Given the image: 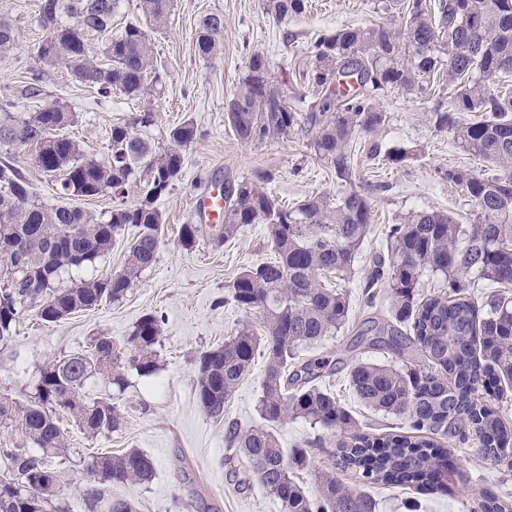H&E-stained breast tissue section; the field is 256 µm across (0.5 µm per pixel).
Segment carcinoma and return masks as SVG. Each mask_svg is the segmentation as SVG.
<instances>
[{
	"mask_svg": "<svg viewBox=\"0 0 512 512\" xmlns=\"http://www.w3.org/2000/svg\"><path fill=\"white\" fill-rule=\"evenodd\" d=\"M121 0H41L33 23L52 30L35 48L43 65H63L103 97H143L162 83L152 56L150 34L163 27L174 0H140L145 24L129 23L112 33ZM307 0H264L279 19L301 18ZM400 28L343 25L319 36L309 47L307 76L316 100L307 117L315 130L311 147L333 168L336 200L310 196L291 208L279 205L257 181L243 178L224 186V224L212 235L221 244L247 224L266 225L276 259L241 272L230 289L239 309L257 314L263 334L243 324L223 345L201 353L196 398L211 417L224 416V404L251 370L255 355L266 357L259 411L270 424L304 418L348 434L339 444L342 463L361 472L365 484L416 486L448 492V455L437 439L449 428L459 442L512 468V423L493 410L482 394L512 390V93L495 84L512 73V0H402ZM224 19L207 13L197 21L196 47L210 59L221 48ZM18 42L12 20L0 17V57ZM448 97L427 112L437 132H448L466 152L497 168L491 176L460 168L443 173L474 205L468 224L448 213H412L388 231L391 256L373 261L364 305L374 306L371 288L384 284L391 319L375 328L369 345H383L398 356L421 360L402 368L357 363L349 375L356 396L369 408L406 418L403 435L371 437L333 393L316 380L328 361L316 358L298 370V350L341 331L351 303L341 283L371 229L370 199L349 186L351 148L356 136L372 133L386 115L376 91L398 90L421 96L429 84ZM226 118L245 143L288 136L300 125L299 113L283 89L273 84L268 58L249 55L245 72L226 105ZM157 120L153 108L112 125L107 157L88 158L65 129L74 115L49 104L31 114L0 110V149L29 146L43 172L61 174L56 202L40 201L20 168L0 162V343L11 338L19 316L35 311L46 323L123 299L156 260L161 214L154 202L168 193L180 173L185 151L197 138L185 121L168 132L160 149L146 135ZM145 177L141 202L125 200L128 186ZM112 194V210L97 219L70 203L73 198ZM136 229L124 267L100 277L63 276L92 268L112 249L126 226ZM206 233L203 224H185L181 245L193 247ZM441 279V289L420 298L421 278ZM476 273L495 290L476 296L466 276ZM409 329L408 335L403 329ZM161 325L153 314L135 324L120 356L112 339L100 335L81 351L47 363L35 393L17 400L0 393V429L11 439L0 446V512H71L60 497L65 471L49 458L68 459L69 417L90 438L118 431L125 417L112 397L86 402L88 382L123 385L121 362L147 376L156 369L155 346ZM235 456L246 461L258 482L280 502L283 512H374L373 499L347 490L331 472L316 475L318 497L311 498L294 473L310 465L308 446L284 453L278 439L261 426L229 427ZM82 472L84 512H134L112 494L129 484L149 482L153 460L137 448L119 455L89 454Z\"/></svg>",
	"mask_w": 512,
	"mask_h": 512,
	"instance_id": "cac0c4a2",
	"label": "carcinoma"
}]
</instances>
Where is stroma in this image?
I'll list each match as a JSON object with an SVG mask.
<instances>
[{"label":"stroma","instance_id":"obj_1","mask_svg":"<svg viewBox=\"0 0 512 512\" xmlns=\"http://www.w3.org/2000/svg\"><path fill=\"white\" fill-rule=\"evenodd\" d=\"M395 2L310 0L304 17L280 20L266 14L262 0H175L165 27L153 34L151 47L163 85L152 99L158 118L148 135L163 148L172 127L190 121L198 129L172 189L155 203L162 216L157 259L122 300L53 324L26 313L16 322L11 340L0 344V391L26 398L40 369L54 358L84 349L100 334L111 337L114 346L124 347L143 315L160 318L155 371L143 376L131 366L123 368L126 387L117 396L126 419L122 430L90 439L76 427L68 429L72 450L118 454L136 448L152 458L153 479L121 491L136 512H282L280 502L257 482L246 462L230 459L227 442L228 426L248 430L263 424L258 406L264 358L256 357L251 372L226 403L222 419L206 415L195 397L200 354L222 345L247 319L228 300L234 279L247 267L273 261L275 254L261 224L245 226L234 240L222 245L206 238L190 249L180 243V228L196 223L191 203L215 180L255 179L269 173L268 188L284 206L315 195L335 197L336 176L315 156L309 127L273 141L246 143L230 127L225 107L247 58L259 51L267 56L272 76L284 82L290 104L310 112L314 96L305 78L309 46L320 34L342 25L397 24ZM38 4L39 0H0V16L10 18L19 34L16 49L0 58V108L31 112L47 104H63L75 116L68 134L86 156L103 158L112 125L128 120L144 102L119 95L104 98L64 67L42 68L34 48L45 33L32 22ZM207 12L224 17L223 47L210 60L199 56L195 43L196 22ZM38 68L44 69L46 78L40 95L32 98L25 93V80L29 71ZM376 102L387 115L385 125L359 135L353 144L352 183L371 197L372 229L346 283L350 321L337 335L301 350L299 359L335 360L333 371L320 378V385L335 394L372 436L380 437L405 433L408 426L405 419L362 405L349 386V372L356 362L397 361L388 350L357 344L358 334L370 320L388 315L385 295H378L374 307L363 304L361 285L370 262L375 255L387 253L389 227L409 213L441 210L459 223H468L471 202L442 173L462 168L489 174L493 168L458 148L451 134L436 132L428 124L426 113L433 96L411 97L388 89L377 92ZM399 147L407 150L406 161L389 164L387 153ZM276 435L288 452L302 442H312V468L299 475L300 484L311 494L316 491L313 472L329 471L347 489L369 491L375 512H472L484 494L512 506V471L451 436L440 441L452 469L450 491L441 495L413 487H365L358 471L340 463L341 432L298 418L278 425Z\"/></svg>","mask_w":512,"mask_h":512}]
</instances>
